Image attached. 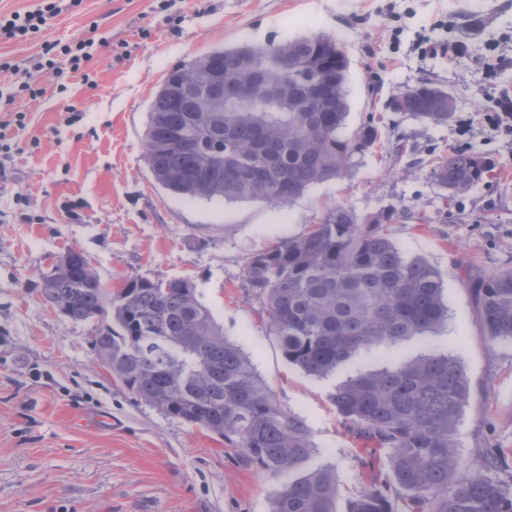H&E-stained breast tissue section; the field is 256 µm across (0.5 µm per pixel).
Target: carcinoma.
Returning <instances> with one entry per match:
<instances>
[{
	"instance_id": "cac0c4a2",
	"label": "carcinoma",
	"mask_w": 512,
	"mask_h": 512,
	"mask_svg": "<svg viewBox=\"0 0 512 512\" xmlns=\"http://www.w3.org/2000/svg\"><path fill=\"white\" fill-rule=\"evenodd\" d=\"M260 61L254 81L249 62ZM349 60L324 34L242 43L175 65L148 112L144 160L153 181L183 199L261 201L280 207L345 175L379 138L374 122L344 134ZM393 111L448 123L453 97L428 82L392 100ZM483 156L450 149L431 180L453 198L481 184ZM410 207L364 219L343 204L298 236L249 256L244 278L288 363L316 378L443 324L441 278L407 257L388 225ZM480 325L512 342V268L471 278ZM40 294L75 322L98 320L96 362L137 400L218 436L279 482L271 512H336L330 467L293 472L314 454L306 420L284 408L187 278L131 279L114 291L70 248L42 277ZM470 385L461 363L436 352L344 376L330 394L358 439L385 452L348 512H512V451L481 448L480 469L459 483L455 434Z\"/></svg>"
}]
</instances>
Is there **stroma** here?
<instances>
[{
    "label": "stroma",
    "instance_id": "35a3bbf8",
    "mask_svg": "<svg viewBox=\"0 0 512 512\" xmlns=\"http://www.w3.org/2000/svg\"><path fill=\"white\" fill-rule=\"evenodd\" d=\"M157 5L82 0L36 37L0 43L19 67L10 82L43 91L0 102V122L27 115L25 129H6L12 149L0 152V512H269L279 486L221 438L136 400L95 362L94 322L44 304L39 277L70 248L112 288L140 277L194 281L225 336L306 419L311 463L335 466L337 512H347L384 456L362 450L331 404L334 379L288 364L243 275L252 253L306 232L336 203L363 217L413 207L390 236L439 271L448 322L392 359L436 348L462 363L471 394L456 437L461 476L477 469L475 449L512 448V343L486 338L468 282L512 268V121L488 119L512 98V0H182L178 24ZM313 33L336 39L349 58L347 133L376 122L378 146L280 208L186 201L153 182L142 141L176 63ZM85 39L98 47L82 72L35 69L45 44ZM424 44L449 52L425 55ZM423 81L454 97L447 124L389 109ZM451 148L494 167L447 199L430 172Z\"/></svg>",
    "mask_w": 512,
    "mask_h": 512
}]
</instances>
